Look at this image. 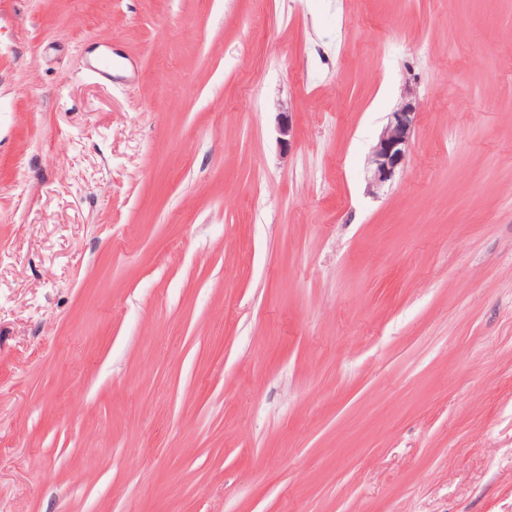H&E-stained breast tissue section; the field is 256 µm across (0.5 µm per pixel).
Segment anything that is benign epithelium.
Here are the masks:
<instances>
[{"instance_id":"benign-epithelium-1","label":"benign epithelium","mask_w":512,"mask_h":512,"mask_svg":"<svg viewBox=\"0 0 512 512\" xmlns=\"http://www.w3.org/2000/svg\"><path fill=\"white\" fill-rule=\"evenodd\" d=\"M416 121V104L412 97L389 113L376 144L368 157V188L377 193L392 183L403 171Z\"/></svg>"}]
</instances>
